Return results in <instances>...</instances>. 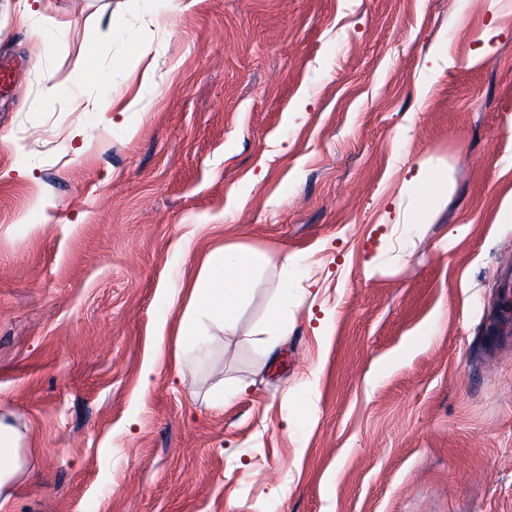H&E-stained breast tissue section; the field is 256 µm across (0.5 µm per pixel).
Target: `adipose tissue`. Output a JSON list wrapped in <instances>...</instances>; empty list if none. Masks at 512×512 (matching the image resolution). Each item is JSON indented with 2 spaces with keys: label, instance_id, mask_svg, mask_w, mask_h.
Here are the masks:
<instances>
[{
  "label": "adipose tissue",
  "instance_id": "1",
  "mask_svg": "<svg viewBox=\"0 0 512 512\" xmlns=\"http://www.w3.org/2000/svg\"><path fill=\"white\" fill-rule=\"evenodd\" d=\"M271 265L269 256L259 250L229 245L211 251L205 257L199 276L191 287L182 319L181 334L187 350L195 357L208 355V339L200 335L202 320H210L234 329L238 313L249 297L258 276ZM300 270L295 261L283 258L279 280V302L268 318L267 348H274L275 337L288 330V297L292 279ZM15 428L0 418V512H5L10 497L6 487L20 468Z\"/></svg>",
  "mask_w": 512,
  "mask_h": 512
}]
</instances>
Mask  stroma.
Returning a JSON list of instances; mask_svg holds the SVG:
<instances>
[{"label":"stroma","instance_id":"35a3bbf8","mask_svg":"<svg viewBox=\"0 0 512 512\" xmlns=\"http://www.w3.org/2000/svg\"><path fill=\"white\" fill-rule=\"evenodd\" d=\"M2 56L10 512H512V0H0ZM230 244L274 267L176 365ZM301 273L297 263L288 256L281 261V278L279 280V303L272 309L268 318L266 341L268 349L276 345L274 336H283L288 331V297L292 288V279ZM499 301L497 311L500 320L507 322L512 320V270L511 268L501 271L499 274Z\"/></svg>","mask_w":512,"mask_h":512}]
</instances>
